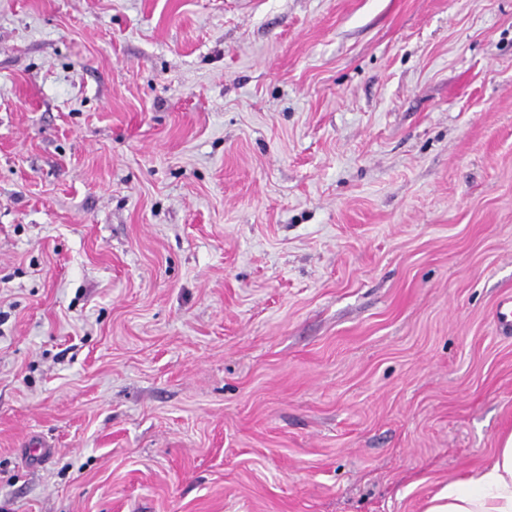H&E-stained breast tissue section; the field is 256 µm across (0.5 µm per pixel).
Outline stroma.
I'll return each mask as SVG.
<instances>
[{
  "label": "stroma",
  "instance_id": "stroma-1",
  "mask_svg": "<svg viewBox=\"0 0 512 512\" xmlns=\"http://www.w3.org/2000/svg\"><path fill=\"white\" fill-rule=\"evenodd\" d=\"M510 300L512 0H0V512H423Z\"/></svg>",
  "mask_w": 512,
  "mask_h": 512
}]
</instances>
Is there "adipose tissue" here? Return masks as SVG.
I'll return each mask as SVG.
<instances>
[{"label":"adipose tissue","mask_w":512,"mask_h":512,"mask_svg":"<svg viewBox=\"0 0 512 512\" xmlns=\"http://www.w3.org/2000/svg\"><path fill=\"white\" fill-rule=\"evenodd\" d=\"M424 512H512V434L491 463L464 480H452Z\"/></svg>","instance_id":"ef3b65f1"}]
</instances>
